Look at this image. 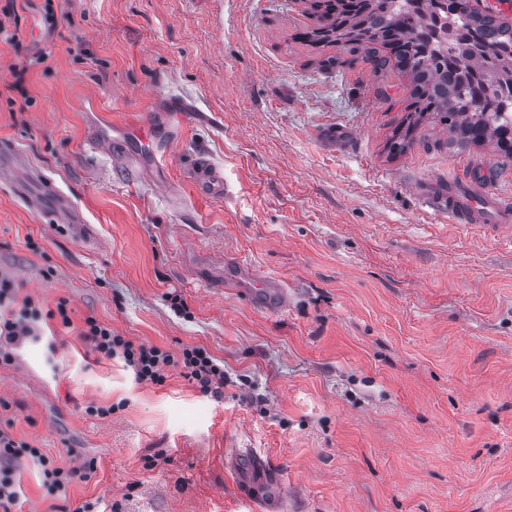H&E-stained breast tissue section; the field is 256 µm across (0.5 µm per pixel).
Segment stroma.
I'll return each instance as SVG.
<instances>
[{
    "instance_id": "1",
    "label": "stroma",
    "mask_w": 512,
    "mask_h": 512,
    "mask_svg": "<svg viewBox=\"0 0 512 512\" xmlns=\"http://www.w3.org/2000/svg\"><path fill=\"white\" fill-rule=\"evenodd\" d=\"M24 0L25 48L0 43V141L82 212L57 224L0 182V271L71 328L0 362V427L55 460L97 463L67 506L98 512H512V236L465 231L427 199L477 161L512 193V159L452 143L424 119L388 143L410 86L364 50L314 47L309 0ZM44 52L45 65L28 66ZM29 106L18 108L21 95ZM191 104L170 110V98ZM182 131L157 144L90 145L89 131ZM205 152L228 191L198 196ZM234 255L280 277L288 307L223 289ZM171 352L224 363L223 397L180 371L136 383L80 340L85 317ZM113 406L101 418L89 404ZM278 480L260 498L236 459Z\"/></svg>"
}]
</instances>
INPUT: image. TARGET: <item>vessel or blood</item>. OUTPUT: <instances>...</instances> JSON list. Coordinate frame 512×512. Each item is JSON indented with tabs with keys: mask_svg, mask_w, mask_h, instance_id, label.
<instances>
[{
	"mask_svg": "<svg viewBox=\"0 0 512 512\" xmlns=\"http://www.w3.org/2000/svg\"><path fill=\"white\" fill-rule=\"evenodd\" d=\"M21 154L15 146L0 142V180L15 186L19 194L25 195L30 207H37L39 197L58 196L57 186L43 178L42 174L20 169ZM195 187L201 195L222 196L227 189L224 172L213 164L205 154H198L193 165ZM38 184L39 197L29 196L30 184ZM429 208L447 215L450 223L472 228L486 225L491 228L508 231L512 229V198L489 190L486 185L467 178L449 177L448 190L428 203ZM238 271L232 283L235 287L246 289L250 298L268 296L269 308L280 309L288 303V293L279 279L273 275L257 277L250 264L236 261Z\"/></svg>",
	"mask_w": 512,
	"mask_h": 512,
	"instance_id": "vessel-or-blood-1",
	"label": "vessel or blood"
}]
</instances>
